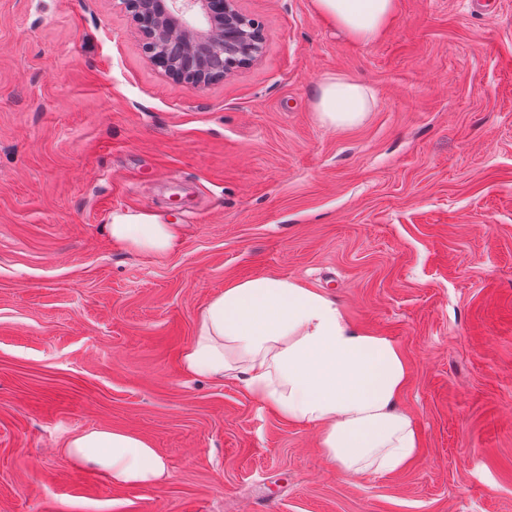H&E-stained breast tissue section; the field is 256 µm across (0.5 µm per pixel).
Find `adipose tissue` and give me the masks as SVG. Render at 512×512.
Returning <instances> with one entry per match:
<instances>
[{
    "label": "adipose tissue",
    "mask_w": 512,
    "mask_h": 512,
    "mask_svg": "<svg viewBox=\"0 0 512 512\" xmlns=\"http://www.w3.org/2000/svg\"><path fill=\"white\" fill-rule=\"evenodd\" d=\"M319 14L351 38L374 41L396 0H314ZM376 100L368 86L336 74L317 86L313 108L321 123H360ZM111 241L148 257L175 252L183 227L146 211H116ZM188 374L240 381L256 401L286 420L317 429L324 457L345 475L394 474L417 455L421 438L398 400L409 370L388 337L354 327L324 292L278 276L233 283L202 310L183 350ZM72 465L93 466L112 483L152 484L170 477L165 460L144 439L93 429L65 444Z\"/></svg>",
    "instance_id": "adipose-tissue-1"
}]
</instances>
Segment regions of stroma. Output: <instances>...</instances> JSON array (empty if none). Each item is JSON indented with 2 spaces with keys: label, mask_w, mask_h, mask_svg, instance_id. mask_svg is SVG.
<instances>
[{
  "label": "stroma",
  "mask_w": 512,
  "mask_h": 512,
  "mask_svg": "<svg viewBox=\"0 0 512 512\" xmlns=\"http://www.w3.org/2000/svg\"><path fill=\"white\" fill-rule=\"evenodd\" d=\"M396 2L362 44L313 0H238L262 52L196 90L121 0H0V512H512V0ZM336 73L376 92L338 131L312 109ZM122 210L182 249L115 248ZM261 276L403 351V471L344 476L316 429L182 371L200 311ZM97 428L171 479L70 465ZM106 230L111 241L124 249L148 257L175 252L182 243V224H170L146 211H116Z\"/></svg>",
  "instance_id": "obj_1"
}]
</instances>
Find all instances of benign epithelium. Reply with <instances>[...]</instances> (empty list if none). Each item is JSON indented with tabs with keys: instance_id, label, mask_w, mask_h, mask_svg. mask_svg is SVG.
I'll return each instance as SVG.
<instances>
[{
	"instance_id": "7a95c632",
	"label": "benign epithelium",
	"mask_w": 512,
	"mask_h": 512,
	"mask_svg": "<svg viewBox=\"0 0 512 512\" xmlns=\"http://www.w3.org/2000/svg\"><path fill=\"white\" fill-rule=\"evenodd\" d=\"M237 0H123L155 65L193 88L249 64L262 50L254 19Z\"/></svg>"
}]
</instances>
